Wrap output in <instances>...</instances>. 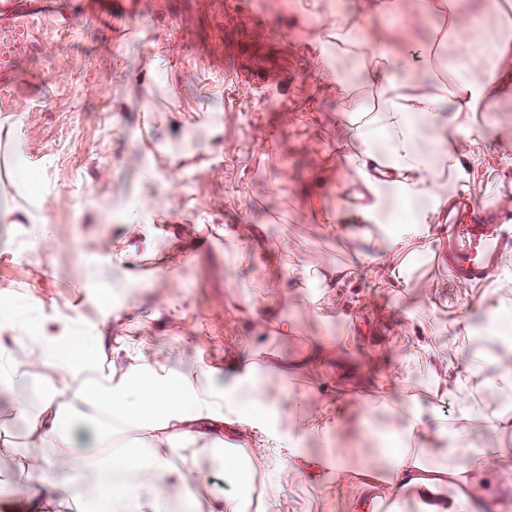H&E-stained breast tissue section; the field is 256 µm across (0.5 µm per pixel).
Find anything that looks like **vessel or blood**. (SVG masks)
I'll list each match as a JSON object with an SVG mask.
<instances>
[{"mask_svg": "<svg viewBox=\"0 0 512 512\" xmlns=\"http://www.w3.org/2000/svg\"><path fill=\"white\" fill-rule=\"evenodd\" d=\"M57 0H0V83L22 57L42 52L36 22L56 12ZM454 208L440 231L447 239L442 260L454 281L467 288L489 284L512 265V173H504L489 200L453 191Z\"/></svg>", "mask_w": 512, "mask_h": 512, "instance_id": "b4317fda", "label": "vessel or blood"}]
</instances>
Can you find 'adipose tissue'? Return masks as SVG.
Wrapping results in <instances>:
<instances>
[{"label": "adipose tissue", "mask_w": 512, "mask_h": 512, "mask_svg": "<svg viewBox=\"0 0 512 512\" xmlns=\"http://www.w3.org/2000/svg\"><path fill=\"white\" fill-rule=\"evenodd\" d=\"M439 14L448 18L457 59L446 68L447 83L437 91L406 93L409 59L363 39L350 43L355 74L336 82L340 95L364 87L374 97L370 107L351 119L358 143L352 161L370 176L374 201L367 211L374 219L389 214L400 199L412 206L414 223H428L432 206L452 189L443 164L460 144V130L453 118L444 117L445 108L488 112L500 96L497 63L512 52V41L490 25L467 19L457 0H428L419 15L403 16L399 43L411 41L414 18L426 23ZM102 342L75 316L32 317L0 303V389L9 391L31 379L37 367L51 369L56 377L43 388L38 408L17 406L30 441L54 449L52 455L26 459L19 466L28 481L53 490L50 496L31 498L29 512H168L174 500L182 501L185 512H201L190 482L202 479V472L190 475L170 465L178 442L194 436L223 443L247 409L263 421H276L277 408L265 385L256 380L253 367L244 365L207 391L193 383L210 373L200 365L174 372L144 362L116 380L92 366ZM72 401L80 404V415L67 414ZM254 447L286 451L296 465L304 461L276 434L258 435ZM251 448L223 451L225 473L242 474L241 463ZM379 466L393 492L417 487L428 501L425 512H482L468 468H430L423 450L411 448L383 455ZM446 483L455 486V497L432 505L438 487Z\"/></svg>", "instance_id": "ef3b65f1"}]
</instances>
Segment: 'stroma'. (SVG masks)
Listing matches in <instances>:
<instances>
[{"mask_svg":"<svg viewBox=\"0 0 512 512\" xmlns=\"http://www.w3.org/2000/svg\"><path fill=\"white\" fill-rule=\"evenodd\" d=\"M60 2L62 15L38 25L44 54L0 89V298L81 318L105 340L96 368L116 379L146 336L158 368L199 363L223 381L234 360H253L282 436L313 417L293 393L336 409L328 438L304 436L309 464L295 475L287 456L271 454L231 477L205 441H187L171 464L208 474L192 486L202 505L220 498L236 512L248 487L254 512H359L364 487L337 489L335 471L315 464L326 441L353 446L360 404L392 380L373 426L426 422V462L447 463L457 444L473 482L501 474L498 512H512V430L496 425L512 420V405L478 399L466 413L453 396L475 377L476 320L512 309V270L464 290L436 261L435 223L346 221L344 191L362 182L346 122L371 96L338 95L323 48L343 14L372 45L392 47L395 17L375 14L374 0H120L112 25L91 21L98 0ZM455 122L464 148L447 174L476 197L495 195L512 150L490 128L512 129V92ZM20 153L31 180L17 175ZM143 199L157 209L141 210ZM209 229L222 242H207ZM286 239L296 250H282ZM80 259L89 274L78 281ZM105 292L111 305L99 301ZM284 360L302 367L276 372ZM51 379L0 392L1 472L38 454L13 403ZM271 481L284 487L273 510L261 494Z\"/></svg>","mask_w":512,"mask_h":512,"instance_id":"stroma-1","label":"stroma"}]
</instances>
